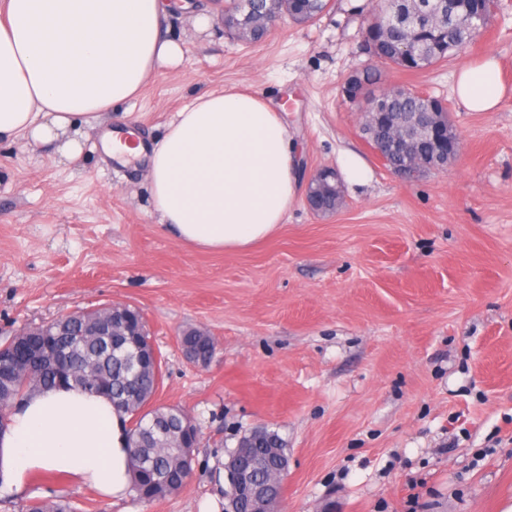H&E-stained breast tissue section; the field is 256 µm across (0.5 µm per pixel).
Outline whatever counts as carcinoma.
<instances>
[{"mask_svg":"<svg viewBox=\"0 0 512 512\" xmlns=\"http://www.w3.org/2000/svg\"><path fill=\"white\" fill-rule=\"evenodd\" d=\"M224 8L245 19L262 38L272 25L277 12L272 0H224ZM495 8V0H375L366 21L365 30L381 31L383 36L364 44L371 56L361 73L363 81L377 95L385 98L389 112L411 115L425 109V99L418 91L398 95L393 88L382 87L383 66H392L396 52L409 38L413 39V70L428 69L448 56L461 51L487 26ZM98 312L80 308L52 322L44 336H27L33 344L52 343L62 348L60 362H40L25 370L7 368L0 363V376L9 371L8 383L0 393V403L10 410L31 392L59 385V372L66 371L71 383L94 393H105L115 409L127 417V447L132 462L131 490L146 503L164 499L179 492L187 482L191 469L176 466L174 456L186 459L192 455L193 444L200 439L197 426L182 445L171 447L168 436L151 429L153 420L165 422L171 431L183 428V409L155 404V396L163 382V356L157 359L138 357L135 372L129 374L118 357H107L98 350L96 340L84 335V327ZM130 315L137 317L127 350L138 351L137 344L151 338L147 322L138 309ZM181 347L203 355L216 352V342L209 333L198 334V328L180 331ZM26 512H71L69 502L36 501Z\"/></svg>","mask_w":512,"mask_h":512,"instance_id":"obj_1","label":"carcinoma"}]
</instances>
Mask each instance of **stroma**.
<instances>
[{"label": "stroma", "instance_id": "1", "mask_svg": "<svg viewBox=\"0 0 512 512\" xmlns=\"http://www.w3.org/2000/svg\"><path fill=\"white\" fill-rule=\"evenodd\" d=\"M315 22H276L256 46L196 15L171 17L180 64L128 103L82 125L80 150L0 138V343L78 308H139L165 356L155 401L202 430L190 478L153 504L108 501L52 471L0 492V512L33 500L76 512H224V461L249 430L284 440L280 512H505L512 506V0L487 29L430 69L386 82L440 98L461 150L405 181L361 134L347 76L370 59L373 0H332ZM495 56L506 91L470 112L460 67ZM246 91L285 107L301 181L358 165L330 215L304 198L280 231L243 251L181 243L158 223L144 161L117 163L103 130L148 144L189 98ZM208 331L207 368L187 363L181 329Z\"/></svg>", "mask_w": 512, "mask_h": 512}]
</instances>
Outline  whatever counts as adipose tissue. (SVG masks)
I'll return each mask as SVG.
<instances>
[{
    "label": "adipose tissue",
    "instance_id": "1",
    "mask_svg": "<svg viewBox=\"0 0 512 512\" xmlns=\"http://www.w3.org/2000/svg\"><path fill=\"white\" fill-rule=\"evenodd\" d=\"M169 0H0V137L76 145L78 124L135 97L182 46L169 35ZM496 58L462 68L456 94L471 112L496 109ZM147 156L162 225L182 243L240 251L273 236L301 183L296 145L255 95L206 93L186 102ZM126 423L111 400L74 386L30 395L0 434V483L21 490L49 469L112 500L128 489Z\"/></svg>",
    "mask_w": 512,
    "mask_h": 512
}]
</instances>
